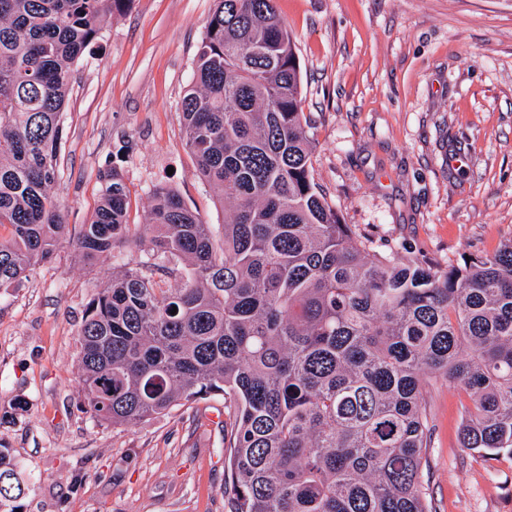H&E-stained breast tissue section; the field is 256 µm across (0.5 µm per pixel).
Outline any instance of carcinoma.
Segmentation results:
<instances>
[{
	"instance_id": "obj_1",
	"label": "carcinoma",
	"mask_w": 512,
	"mask_h": 512,
	"mask_svg": "<svg viewBox=\"0 0 512 512\" xmlns=\"http://www.w3.org/2000/svg\"><path fill=\"white\" fill-rule=\"evenodd\" d=\"M128 0H0V288L65 236L49 196L72 64ZM274 0H216L181 101L195 175L230 203L215 238L166 186L128 223L103 176L77 246L91 260L149 239L181 287L129 268L87 306L82 404L135 424L224 400L231 512H433L422 490L423 392L470 400L461 447L512 457V239L446 270L369 255L315 187L295 45ZM22 494L0 445V507Z\"/></svg>"
}]
</instances>
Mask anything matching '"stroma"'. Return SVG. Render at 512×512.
<instances>
[{
  "label": "stroma",
  "instance_id": "stroma-1",
  "mask_svg": "<svg viewBox=\"0 0 512 512\" xmlns=\"http://www.w3.org/2000/svg\"><path fill=\"white\" fill-rule=\"evenodd\" d=\"M295 43L312 177L369 253L438 268L512 238V0H275ZM215 0H129L73 67L59 177L49 195L68 234L28 280L0 288V444L18 464L21 512H231L224 401L131 425L81 404L77 331L113 273L148 264L149 242L93 260L76 238L118 170L130 223L155 185L222 234L228 210L194 177L180 102ZM424 489L435 512H512V457L460 446L468 397L426 388Z\"/></svg>",
  "mask_w": 512,
  "mask_h": 512
}]
</instances>
